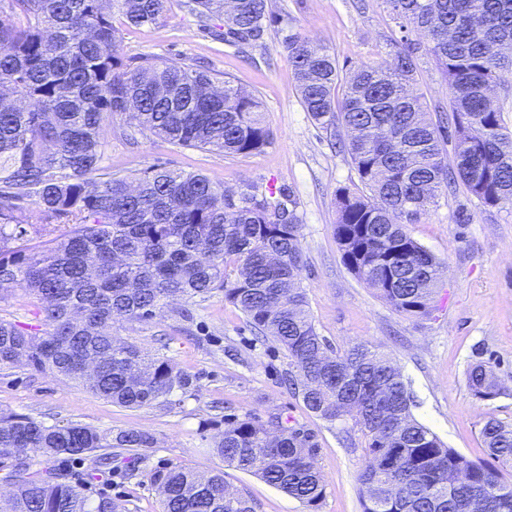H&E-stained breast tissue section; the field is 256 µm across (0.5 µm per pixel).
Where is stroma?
<instances>
[{
    "label": "stroma",
    "mask_w": 512,
    "mask_h": 512,
    "mask_svg": "<svg viewBox=\"0 0 512 512\" xmlns=\"http://www.w3.org/2000/svg\"><path fill=\"white\" fill-rule=\"evenodd\" d=\"M287 20V31L330 47L341 73L363 64L391 61L411 50L417 65L414 91L429 114L449 107L448 83L415 28H400L385 0H270ZM271 27L261 46L240 53L213 40L198 18L167 0L156 25L121 28L125 58L151 54L168 62L205 66L212 78L231 77L258 95L262 118L275 141L258 155L224 154L174 146L155 138L125 140L127 118L103 121L104 163L114 174L135 177L162 162L170 169L202 172L234 189L269 186L291 190L302 219L300 243L306 291L316 329L335 349L364 342L386 352L413 399L414 416L447 446L488 461L480 431L488 418L512 422V206L485 207L464 186L440 192L408 233L446 265L435 310L409 319L344 266L336 244L335 193L361 190L347 152L331 148L326 132L305 112L291 65ZM189 317H182V310ZM112 334L164 356L192 380L171 401L129 409L112 404L81 384L27 366L0 368V412H18L48 424L76 423L104 432L137 429L150 434L149 448L121 452L111 464L88 459L37 457L33 469L67 473L93 495L123 502L129 512H161L151 483L170 465L223 472L231 490L249 498L255 512H307L298 500L256 476L225 467L214 448L227 414L262 422L278 418L310 432L319 448L317 465L326 488L319 512H362L358 476L364 449L357 432L309 412L284 379L286 353L272 339L257 338L245 316L223 293L186 305L169 303L149 321L114 324ZM489 363L504 390L490 402L470 392L466 372Z\"/></svg>",
    "instance_id": "stroma-1"
}]
</instances>
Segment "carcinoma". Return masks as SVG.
Instances as JSON below:
<instances>
[{"mask_svg": "<svg viewBox=\"0 0 512 512\" xmlns=\"http://www.w3.org/2000/svg\"><path fill=\"white\" fill-rule=\"evenodd\" d=\"M167 0H3L0 3V302L20 288L42 328L0 317V367L81 383L127 408L166 402L190 385L166 358L112 336L117 320L147 321L168 301L216 292L286 352L304 406L350 423L366 453L359 474L362 512H512V483L498 469L448 447L411 410L406 385L385 354L364 343L335 350L315 327L301 275V219L291 192L235 190L202 172L156 163L134 178L103 166L105 116L134 121L123 135L171 145L260 154L274 134L261 99L230 77L152 56L124 60L113 16L154 25ZM400 27L424 33L448 81L451 116L428 118L414 94L412 51L345 75L334 51L297 34L281 46L302 106L328 132L343 126L363 191L336 189L335 237L343 264L408 318L431 314L444 263L412 238L444 189L463 184L487 206L512 204V132L504 109H488L489 84L512 66V0H387ZM212 39L243 51L274 18L269 0H182ZM224 17V25L207 24ZM345 83L338 97L339 83ZM458 127L455 165L443 157L448 125ZM61 226L67 227L58 233ZM42 247L18 245L31 238ZM473 395L503 394L484 361L467 370ZM489 456L512 468V424L481 429ZM148 433L47 425L0 412V468L11 486L6 512H120L92 499L66 474L31 471V457H94L150 448ZM224 466L253 474L318 512L326 495L313 436L258 418L224 419L215 443ZM162 512H254L226 489L224 473L172 465L154 473Z\"/></svg>", "mask_w": 512, "mask_h": 512, "instance_id": "carcinoma-1", "label": "carcinoma"}]
</instances>
